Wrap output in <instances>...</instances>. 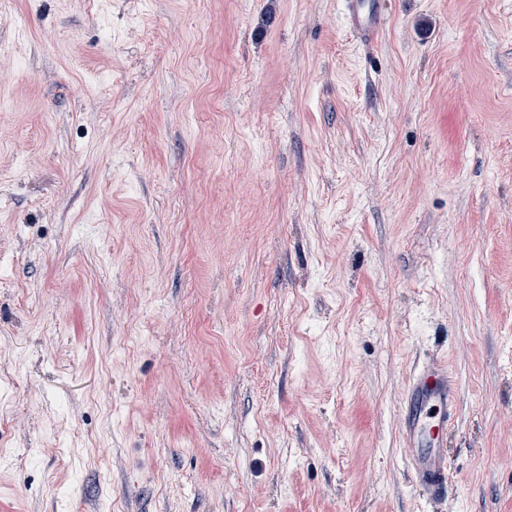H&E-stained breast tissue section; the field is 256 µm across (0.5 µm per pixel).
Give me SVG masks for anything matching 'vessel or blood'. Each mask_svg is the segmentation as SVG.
Here are the masks:
<instances>
[{"label": "vessel or blood", "instance_id": "vessel-or-blood-1", "mask_svg": "<svg viewBox=\"0 0 512 512\" xmlns=\"http://www.w3.org/2000/svg\"><path fill=\"white\" fill-rule=\"evenodd\" d=\"M342 15L360 39L374 38L381 27L378 0H342ZM457 411L458 390L445 361L424 363L413 372L404 400L403 441L412 484L425 498H439L448 488L451 463L443 436Z\"/></svg>", "mask_w": 512, "mask_h": 512}]
</instances>
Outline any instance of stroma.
<instances>
[{"instance_id": "1", "label": "stroma", "mask_w": 512, "mask_h": 512, "mask_svg": "<svg viewBox=\"0 0 512 512\" xmlns=\"http://www.w3.org/2000/svg\"><path fill=\"white\" fill-rule=\"evenodd\" d=\"M382 9L0 0V512H512V0ZM345 27L360 39H373L379 32L382 15L378 0H343ZM458 403L457 386L444 360L424 363L411 375L404 400L403 441L409 449L412 484L427 499L441 497L449 485L451 463L443 436L456 417Z\"/></svg>"}]
</instances>
